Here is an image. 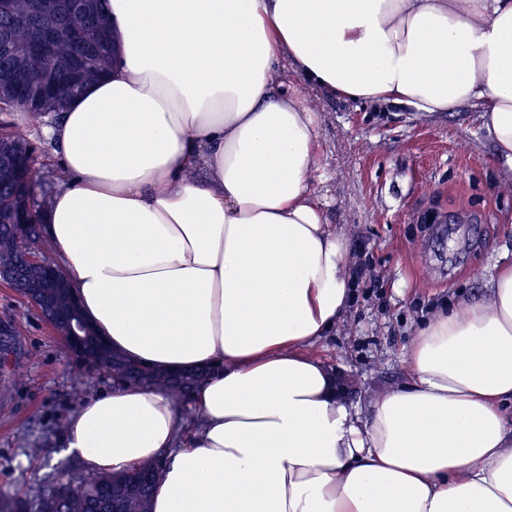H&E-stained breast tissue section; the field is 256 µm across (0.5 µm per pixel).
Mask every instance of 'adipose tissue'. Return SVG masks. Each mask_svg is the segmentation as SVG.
<instances>
[{
  "label": "adipose tissue",
  "mask_w": 512,
  "mask_h": 512,
  "mask_svg": "<svg viewBox=\"0 0 512 512\" xmlns=\"http://www.w3.org/2000/svg\"><path fill=\"white\" fill-rule=\"evenodd\" d=\"M109 76L45 134V242L128 360L209 370L195 421L121 384L64 426L91 474L159 459L150 512H512V263L438 311L367 412L312 354L346 309L301 85L477 110L512 164V0H106Z\"/></svg>",
  "instance_id": "1"
}]
</instances>
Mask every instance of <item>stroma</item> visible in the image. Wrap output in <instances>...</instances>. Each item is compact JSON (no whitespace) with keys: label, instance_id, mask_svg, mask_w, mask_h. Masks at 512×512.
Wrapping results in <instances>:
<instances>
[{"label":"stroma","instance_id":"1","mask_svg":"<svg viewBox=\"0 0 512 512\" xmlns=\"http://www.w3.org/2000/svg\"><path fill=\"white\" fill-rule=\"evenodd\" d=\"M310 101L321 127L315 179L329 190V218L348 240L356 285L335 333L313 352L343 375L347 403L364 410L403 383L421 322L444 305L487 299L490 277L512 261V167L468 108L426 120L408 106ZM55 119L32 124L22 110L0 112V126L28 125L43 177L59 167L43 135ZM0 321L16 341L0 367V494L44 489L54 475L83 477L63 451L64 421L79 397L112 387L111 377L65 358L56 331L1 283ZM15 365L23 379L11 376ZM34 445L42 456L28 455Z\"/></svg>","mask_w":512,"mask_h":512}]
</instances>
